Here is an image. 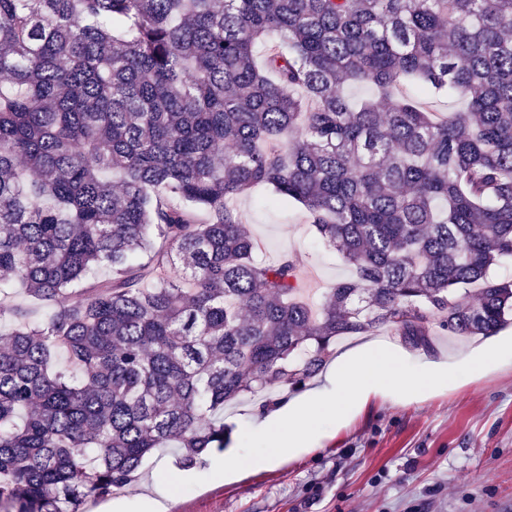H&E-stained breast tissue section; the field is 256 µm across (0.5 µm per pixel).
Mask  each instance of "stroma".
Returning a JSON list of instances; mask_svg holds the SVG:
<instances>
[{
  "mask_svg": "<svg viewBox=\"0 0 512 512\" xmlns=\"http://www.w3.org/2000/svg\"><path fill=\"white\" fill-rule=\"evenodd\" d=\"M269 196L257 187L236 203L263 245L260 257L296 256L308 300L322 304L326 289L350 271L316 239L302 207L271 206ZM485 342L437 336L427 346L402 347L415 365H457ZM263 418L260 403L247 398L226 407V451L210 452L190 469L201 485L172 494L167 512H512L511 363L425 396H370L296 457L212 478L214 462L234 454L243 430Z\"/></svg>",
  "mask_w": 512,
  "mask_h": 512,
  "instance_id": "35a3bbf8",
  "label": "stroma"
}]
</instances>
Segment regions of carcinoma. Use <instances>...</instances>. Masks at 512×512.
I'll return each mask as SVG.
<instances>
[{
    "label": "carcinoma",
    "instance_id": "cac0c4a2",
    "mask_svg": "<svg viewBox=\"0 0 512 512\" xmlns=\"http://www.w3.org/2000/svg\"><path fill=\"white\" fill-rule=\"evenodd\" d=\"M0 73V512L195 467L342 337L512 323V0H0ZM259 186L350 268L321 307Z\"/></svg>",
    "mask_w": 512,
    "mask_h": 512
}]
</instances>
